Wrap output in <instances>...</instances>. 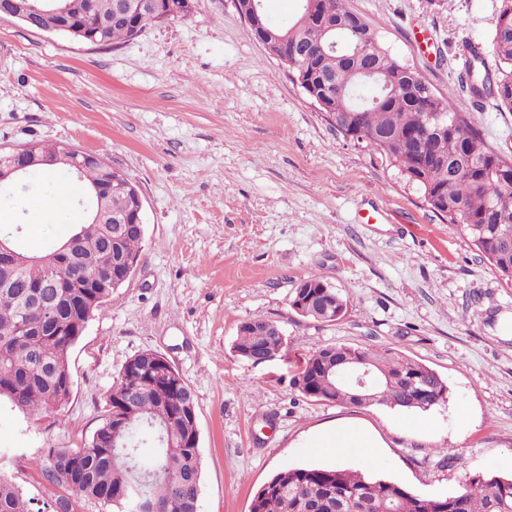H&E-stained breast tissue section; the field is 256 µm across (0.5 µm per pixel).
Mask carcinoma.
<instances>
[{
  "instance_id": "cac0c4a2",
  "label": "carcinoma",
  "mask_w": 512,
  "mask_h": 512,
  "mask_svg": "<svg viewBox=\"0 0 512 512\" xmlns=\"http://www.w3.org/2000/svg\"><path fill=\"white\" fill-rule=\"evenodd\" d=\"M39 8L36 27L57 30L67 14L95 33L103 45L133 39L156 24L150 14L132 17L134 28L110 24L116 0H33ZM369 31L361 63L378 72L382 84L379 102L358 109L359 75L354 65L339 60L330 44L345 46L352 31ZM290 43L304 47L319 70L337 73L348 92L332 99L336 129L385 154L398 172L414 184L425 203L448 223L457 225L499 276L512 283V180L498 177L499 169L512 168V158L497 153L470 119L456 111L454 91L439 92L419 111L408 93L421 76L390 55L380 44L377 27L352 12L347 0H319L315 18L304 26H282ZM499 63L497 76L467 70V86L480 83L476 93L488 91L512 109V34L494 37ZM39 151L55 155L51 169L35 166L29 174H53L84 184L96 198L95 187L109 183L112 213L130 207L133 184L103 159L95 156L73 173L71 155L59 144L31 142ZM449 161V165L441 161ZM74 256L64 255L65 242L27 254L61 263L58 286L43 288L45 266L32 263L7 278L0 272V399L35 421L61 411L73 393L70 353L85 325L112 299V288H97L120 258L138 262L140 236L124 224L120 235L110 224H76ZM348 301L337 289L311 276L295 289L292 309L316 322L342 319ZM270 319L255 317L238 326L234 352L245 359L279 355L285 338L266 331ZM363 358L383 376L367 405L402 410H428L445 402L448 386L431 368L391 350L370 346L330 344L305 356L293 384L304 396L318 402L355 404L348 388L336 384L337 359ZM422 378L433 383L428 399L411 402L410 383ZM189 384L161 353L144 350L122 366L107 392V414L83 448H50L42 464L47 480L62 490L48 504L51 512H68L94 501L112 512H197L202 460L200 431L182 415L183 392ZM122 418L120 448L113 449L112 416ZM152 452L144 454L143 449ZM357 500L360 512H512V476L479 472L445 497H430L407 489L386 477L343 468L287 467L263 484L251 503V512H342L341 506ZM0 512H43L35 499L24 496L11 480L0 475Z\"/></svg>"
}]
</instances>
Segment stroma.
Masks as SVG:
<instances>
[{"label":"stroma","instance_id":"obj_1","mask_svg":"<svg viewBox=\"0 0 512 512\" xmlns=\"http://www.w3.org/2000/svg\"><path fill=\"white\" fill-rule=\"evenodd\" d=\"M382 44L512 158V110L460 89L466 44L496 72L504 0H348ZM68 143L123 172L144 201L134 275L86 325L70 355L75 386L33 421L0 402V474L49 501L39 464L83 447L106 393L139 351L164 354L194 391L201 434L198 512H250L288 466L371 470L432 497L477 472L512 474V285L457 225L433 212L380 151L345 138L255 40L234 0H193L186 19L110 46L0 18V146ZM46 224L33 215L64 190ZM80 185L50 175L0 191V226L28 252L85 213ZM320 277L348 300L338 323L290 306ZM280 322L286 344L260 364L232 350L239 324ZM329 344L394 349L442 376L444 403L419 412L307 399L300 360ZM353 424L373 457L312 454L325 430Z\"/></svg>","mask_w":512,"mask_h":512}]
</instances>
